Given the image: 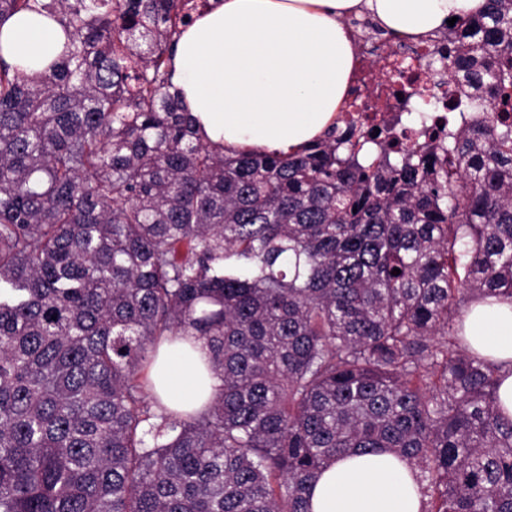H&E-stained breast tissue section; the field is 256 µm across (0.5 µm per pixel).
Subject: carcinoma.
<instances>
[{
	"label": "carcinoma",
	"mask_w": 512,
	"mask_h": 512,
	"mask_svg": "<svg viewBox=\"0 0 512 512\" xmlns=\"http://www.w3.org/2000/svg\"><path fill=\"white\" fill-rule=\"evenodd\" d=\"M193 9L0 0L65 37L32 77L0 60V512H311L325 467L382 449L427 512H512V418L461 322L512 298V0L432 38L468 121L408 146L342 115L295 155L198 136L169 70ZM163 336L208 348L202 410L141 376Z\"/></svg>",
	"instance_id": "1"
}]
</instances>
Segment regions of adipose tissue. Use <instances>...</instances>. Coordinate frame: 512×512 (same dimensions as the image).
I'll return each mask as SVG.
<instances>
[{"label": "adipose tissue", "mask_w": 512, "mask_h": 512, "mask_svg": "<svg viewBox=\"0 0 512 512\" xmlns=\"http://www.w3.org/2000/svg\"><path fill=\"white\" fill-rule=\"evenodd\" d=\"M485 0H220L177 39L171 83L203 142L284 155L304 150L343 111L356 58L345 17L369 13L386 34L424 37L448 18L474 14ZM54 20L21 12L0 24V60L31 73L60 53ZM471 349L500 367L497 396L512 417V300L470 304ZM167 405L198 409L219 379L193 336H166L152 369ZM311 512H421L407 461L389 453L346 456L314 483Z\"/></svg>", "instance_id": "ef3b65f1"}]
</instances>
